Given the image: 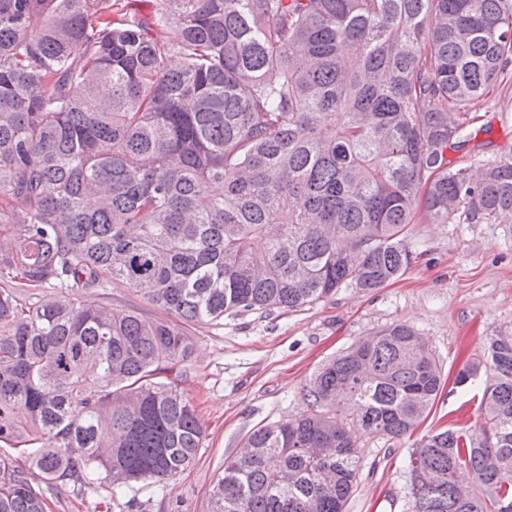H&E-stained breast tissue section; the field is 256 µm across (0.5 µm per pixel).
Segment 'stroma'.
<instances>
[{"label": "stroma", "mask_w": 512, "mask_h": 512, "mask_svg": "<svg viewBox=\"0 0 512 512\" xmlns=\"http://www.w3.org/2000/svg\"><path fill=\"white\" fill-rule=\"evenodd\" d=\"M465 148L450 165L512 158V80L495 84L468 107ZM416 263L399 279L368 292L342 288L310 307L276 319L250 315L223 325L191 327L196 350L179 367L181 389L194 400L204 428L196 462L172 481L135 483L124 497L106 489L66 488L48 496L47 512H211L224 460L254 429L309 413L303 388L325 362L392 323L424 336L443 370L425 435L446 428L478 432L484 377L454 380L479 356L485 336L512 323V222L431 224L410 230ZM360 475L346 512H408L409 443L357 432Z\"/></svg>", "instance_id": "1"}]
</instances>
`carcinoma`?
I'll list each match as a JSON object with an SVG mask.
<instances>
[{"instance_id": "cac0c4a2", "label": "carcinoma", "mask_w": 512, "mask_h": 512, "mask_svg": "<svg viewBox=\"0 0 512 512\" xmlns=\"http://www.w3.org/2000/svg\"><path fill=\"white\" fill-rule=\"evenodd\" d=\"M135 2L0 0V444L32 449L0 454V512H46L33 470L116 496L192 464L188 327L384 286L420 210L512 214L511 159L447 158L512 67V0ZM117 282L163 315L98 304ZM483 369L479 436L415 443L409 512H512L511 325L455 384ZM443 386L412 327L380 330L313 375L311 414L225 459L212 512H345L348 427L400 441Z\"/></svg>"}]
</instances>
